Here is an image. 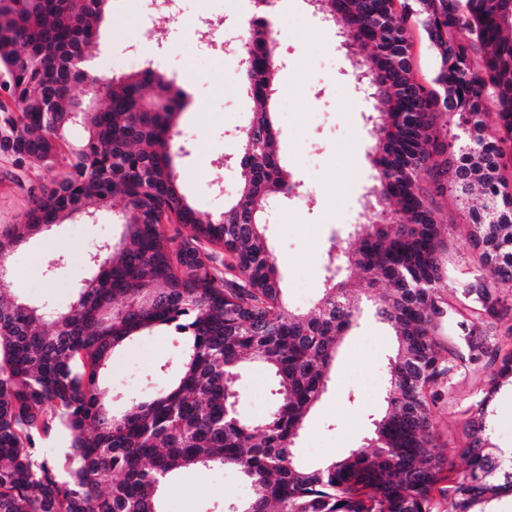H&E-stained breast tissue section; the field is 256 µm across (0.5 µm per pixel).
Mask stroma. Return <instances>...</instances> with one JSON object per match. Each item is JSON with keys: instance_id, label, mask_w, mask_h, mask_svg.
I'll return each instance as SVG.
<instances>
[{"instance_id": "35a3bbf8", "label": "stroma", "mask_w": 512, "mask_h": 512, "mask_svg": "<svg viewBox=\"0 0 512 512\" xmlns=\"http://www.w3.org/2000/svg\"><path fill=\"white\" fill-rule=\"evenodd\" d=\"M149 0H109L97 44L88 54L99 74L112 76L150 66L191 87L195 102L178 118L179 141L184 148L176 166L182 192L199 212L219 215L234 195L239 174L234 163L240 151L236 133L247 124L253 103L239 80L240 55L216 48L204 52L189 33H176L173 23H156L151 39H144ZM275 37L285 62L279 80L275 119L281 159L300 180L297 198L284 203L265 235L278 257L289 306L313 310L328 276L334 243L349 241L360 221L363 196L373 170L366 156L371 144L366 118L369 105L350 78V49L342 46L334 26L323 22L304 0L275 5ZM53 171L27 166L16 174L0 158V225L19 223L31 194L49 183ZM444 213L455 221L446 257L451 282L465 286L490 280V268L481 266L469 237L470 226L453 196L441 198ZM121 225L110 212L94 218L64 220L50 231L17 247L10 262L11 287L16 296L33 303L67 305L75 287L88 277L86 255L97 243L119 239ZM61 259L54 277H46L49 261ZM495 355L468 365L444 386L432 407L438 435L436 453L447 447H466L468 409L490 387L495 356L512 353V312L489 322ZM178 335L160 328L116 349L104 388L115 393L113 408L125 410L164 384L160 368L174 363ZM394 338L387 324L364 316L347 336L336 358L327 391L308 414L296 442L300 463L315 467L326 458L366 449L373 417L386 407L388 360ZM238 413L260 420L273 409L271 380L258 363H249L238 381ZM489 442L512 448V383L503 382L489 407ZM251 490L238 472L213 466L172 476L162 488L164 512H224L242 505Z\"/></svg>"}]
</instances>
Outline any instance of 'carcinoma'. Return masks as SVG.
I'll use <instances>...</instances> for the list:
<instances>
[{
    "label": "carcinoma",
    "instance_id": "cac0c4a2",
    "mask_svg": "<svg viewBox=\"0 0 512 512\" xmlns=\"http://www.w3.org/2000/svg\"><path fill=\"white\" fill-rule=\"evenodd\" d=\"M342 15L346 45L363 56L351 80L369 97L374 183L357 246H337L338 269L313 313L291 310L279 263L264 235L273 207L301 183L282 164L272 120L279 67L269 19L256 0L239 79L255 109L237 133L241 180L217 217L180 191L174 158L185 90L150 67L105 77L84 69L108 0H0V157L17 168L58 170L19 224L0 226V263L13 248L67 218L110 210L124 226L91 277L57 307L4 299L0 285V512H163L160 489L183 469H237L253 493L249 512H486L512 494V465L486 434L496 387L470 408L467 469L452 479L435 456L431 405L460 364L443 331L462 338L469 360L485 356L486 318L509 311L512 288V0H308ZM436 60L431 85L416 80L408 24ZM80 86L83 96L73 94ZM458 116L439 142L438 111ZM496 116L491 132L485 117ZM79 123L87 132L68 139ZM453 194L471 224L479 263L493 281L459 290L442 255L454 221L436 197ZM190 229L171 235L167 225ZM385 291L374 293L379 280ZM390 325L385 412L372 421L371 452L353 450L318 468L295 458L308 412L326 392L336 352L362 304ZM166 326L183 337L172 378L134 407L112 409L101 387L113 350ZM271 374L275 409L253 421L236 412L247 357ZM62 431L69 450L53 462L38 440Z\"/></svg>",
    "mask_w": 512,
    "mask_h": 512
}]
</instances>
